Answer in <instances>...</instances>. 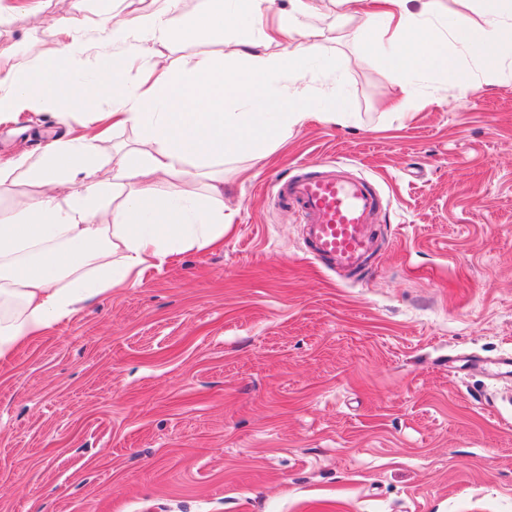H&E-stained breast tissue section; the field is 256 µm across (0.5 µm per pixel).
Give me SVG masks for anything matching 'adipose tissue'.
Wrapping results in <instances>:
<instances>
[{
	"label": "adipose tissue",
	"instance_id": "1",
	"mask_svg": "<svg viewBox=\"0 0 512 512\" xmlns=\"http://www.w3.org/2000/svg\"><path fill=\"white\" fill-rule=\"evenodd\" d=\"M335 0L343 17L359 19L362 33H376L391 52L388 63L398 73L441 72L458 89L469 84L448 55L449 41L478 48L484 68H496L512 49V0H487L482 25L456 20L429 23L435 0ZM277 13L274 34L245 45L246 67L218 56L198 60L186 71L153 64L147 79L130 83L135 59L123 45L173 38L204 40L222 34L228 24L252 22L274 11L275 0H236L227 14L225 0H203L191 19L180 13L179 0L129 19L107 18L106 38L95 68L102 83L79 76L86 54L68 27L49 35L60 43L52 58L35 61L22 72L0 71V115L17 107L51 109L68 116L72 107L107 90L112 121L142 128L154 145L149 153L127 151L112 157V186L123 197L108 221L96 222L104 186L96 179L98 150L94 140L58 139L39 155L23 154L0 166V185L24 180L40 186V194L0 211V360L23 343L48 334L71 319L90 298L111 294L164 259L193 247L206 248L224 237V180L212 175L213 162L248 151L261 154L268 141L287 136L312 116L344 124L335 93H312L298 84L315 57L299 18L314 0H290ZM286 38L284 51H271L275 37ZM294 83L277 85L282 75ZM177 179L162 200L156 199V177ZM206 179L207 194L197 197L190 183ZM73 184L66 201L50 189Z\"/></svg>",
	"mask_w": 512,
	"mask_h": 512
}]
</instances>
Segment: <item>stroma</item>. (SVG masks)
I'll use <instances>...</instances> for the list:
<instances>
[{"instance_id": "obj_1", "label": "stroma", "mask_w": 512, "mask_h": 512, "mask_svg": "<svg viewBox=\"0 0 512 512\" xmlns=\"http://www.w3.org/2000/svg\"><path fill=\"white\" fill-rule=\"evenodd\" d=\"M0 34V68L54 56L65 18L92 72L103 0H38ZM274 14L206 40L159 42L185 70L260 40ZM304 84L335 90L345 126L311 120L269 155L215 169L233 223L135 285L86 301L0 363V512H512V56L486 71L448 52L439 73L396 75L331 0L305 18ZM112 102L61 122H0V164L113 127ZM366 179L385 206L355 279L307 255L277 179L320 165Z\"/></svg>"}]
</instances>
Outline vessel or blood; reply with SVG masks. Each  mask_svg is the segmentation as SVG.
Masks as SVG:
<instances>
[{"label": "vessel or blood", "mask_w": 512, "mask_h": 512, "mask_svg": "<svg viewBox=\"0 0 512 512\" xmlns=\"http://www.w3.org/2000/svg\"><path fill=\"white\" fill-rule=\"evenodd\" d=\"M275 195L300 210L314 259L350 276L361 273L374 248L373 223L382 203L370 183L330 168L277 181Z\"/></svg>", "instance_id": "vessel-or-blood-1"}]
</instances>
